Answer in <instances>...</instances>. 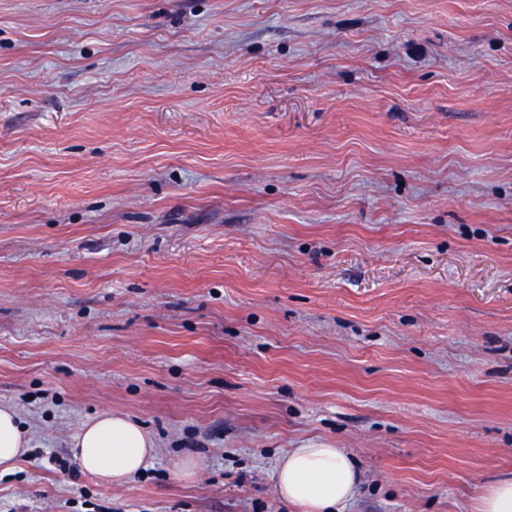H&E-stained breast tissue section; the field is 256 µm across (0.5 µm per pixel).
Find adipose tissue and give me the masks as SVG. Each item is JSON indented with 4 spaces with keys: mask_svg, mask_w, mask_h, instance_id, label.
Returning a JSON list of instances; mask_svg holds the SVG:
<instances>
[{
    "mask_svg": "<svg viewBox=\"0 0 512 512\" xmlns=\"http://www.w3.org/2000/svg\"><path fill=\"white\" fill-rule=\"evenodd\" d=\"M30 440L17 413L0 406V469L16 467ZM79 468L108 485H120L141 472L155 453V442L126 416L106 411L85 422L71 445ZM280 497L300 512H343L359 484V473L338 448H292L279 460Z\"/></svg>",
    "mask_w": 512,
    "mask_h": 512,
    "instance_id": "ef3b65f1",
    "label": "adipose tissue"
}]
</instances>
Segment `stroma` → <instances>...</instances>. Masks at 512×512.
I'll return each instance as SVG.
<instances>
[{"instance_id":"35a3bbf8","label":"stroma","mask_w":512,"mask_h":512,"mask_svg":"<svg viewBox=\"0 0 512 512\" xmlns=\"http://www.w3.org/2000/svg\"><path fill=\"white\" fill-rule=\"evenodd\" d=\"M0 404V512H293L309 445L345 512H476L512 473V0H0ZM103 411L157 444L121 487L69 448ZM29 444L17 413L9 406L0 405V469L15 468L29 451ZM280 497L299 512H344L359 473L340 448H291L279 460Z\"/></svg>"}]
</instances>
